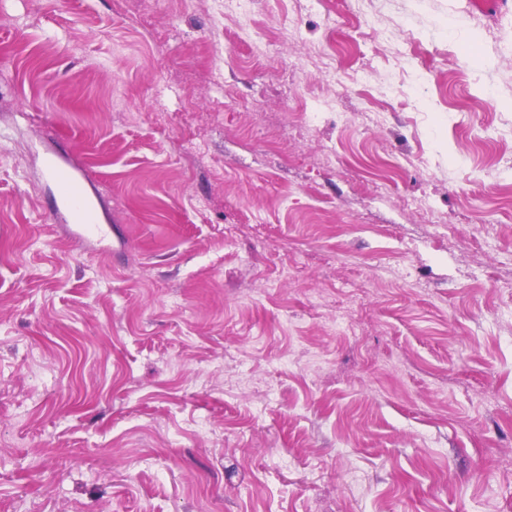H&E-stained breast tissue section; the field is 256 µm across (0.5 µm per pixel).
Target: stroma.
<instances>
[{
	"label": "stroma",
	"instance_id": "obj_1",
	"mask_svg": "<svg viewBox=\"0 0 512 512\" xmlns=\"http://www.w3.org/2000/svg\"><path fill=\"white\" fill-rule=\"evenodd\" d=\"M0 512H512V0H0ZM60 178L64 181L63 192L65 206L76 223L79 232L74 237L79 241H85L90 236H103L105 229L98 224H91L90 217L85 211L84 198L81 193V184L78 178L65 174H61Z\"/></svg>",
	"mask_w": 512,
	"mask_h": 512
}]
</instances>
